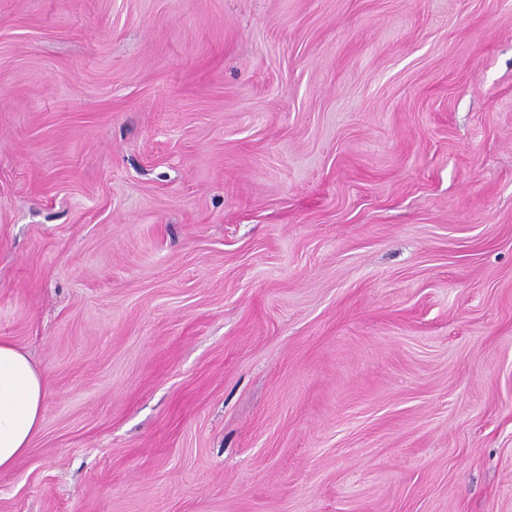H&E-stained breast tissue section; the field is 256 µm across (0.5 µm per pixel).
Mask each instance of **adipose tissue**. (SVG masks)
Instances as JSON below:
<instances>
[{
	"label": "adipose tissue",
	"mask_w": 512,
	"mask_h": 512,
	"mask_svg": "<svg viewBox=\"0 0 512 512\" xmlns=\"http://www.w3.org/2000/svg\"><path fill=\"white\" fill-rule=\"evenodd\" d=\"M45 397L40 371L18 347L0 340V471L10 470L39 434Z\"/></svg>",
	"instance_id": "obj_1"
}]
</instances>
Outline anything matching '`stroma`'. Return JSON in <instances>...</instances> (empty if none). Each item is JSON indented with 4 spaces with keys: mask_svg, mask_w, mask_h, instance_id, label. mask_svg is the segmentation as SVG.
Listing matches in <instances>:
<instances>
[{
    "mask_svg": "<svg viewBox=\"0 0 512 512\" xmlns=\"http://www.w3.org/2000/svg\"><path fill=\"white\" fill-rule=\"evenodd\" d=\"M0 512H512V0H0ZM46 385L18 347L0 340V471L27 452L43 421Z\"/></svg>",
    "mask_w": 512,
    "mask_h": 512,
    "instance_id": "stroma-1",
    "label": "stroma"
}]
</instances>
